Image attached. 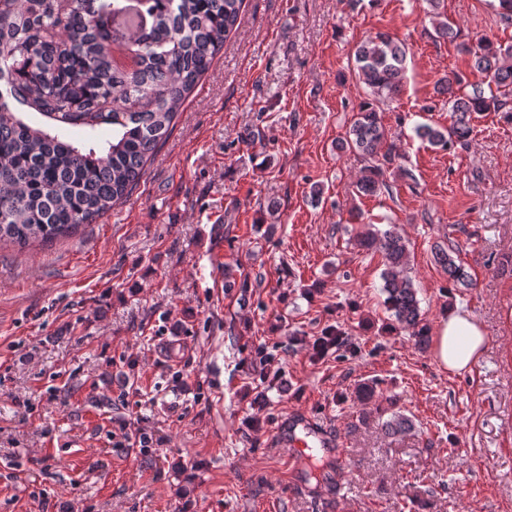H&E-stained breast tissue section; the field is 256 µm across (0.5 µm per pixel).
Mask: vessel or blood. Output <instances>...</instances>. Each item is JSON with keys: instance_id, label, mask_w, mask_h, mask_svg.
<instances>
[{"instance_id": "1", "label": "vessel or blood", "mask_w": 512, "mask_h": 512, "mask_svg": "<svg viewBox=\"0 0 512 512\" xmlns=\"http://www.w3.org/2000/svg\"><path fill=\"white\" fill-rule=\"evenodd\" d=\"M277 440L285 447L288 464L292 471H300L310 459V451L314 448L329 450L335 456L339 469H347V453L337 447L327 430L303 411L290 414L281 421L277 430Z\"/></svg>"}]
</instances>
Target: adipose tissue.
<instances>
[{
  "label": "adipose tissue",
  "instance_id": "ef3b65f1",
  "mask_svg": "<svg viewBox=\"0 0 512 512\" xmlns=\"http://www.w3.org/2000/svg\"><path fill=\"white\" fill-rule=\"evenodd\" d=\"M485 342L481 326L467 313L458 312L440 322L434 354L444 370L458 374L478 360Z\"/></svg>",
  "mask_w": 512,
  "mask_h": 512
}]
</instances>
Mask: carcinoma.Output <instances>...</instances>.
Instances as JSON below:
<instances>
[{
  "label": "carcinoma",
  "instance_id": "obj_1",
  "mask_svg": "<svg viewBox=\"0 0 512 512\" xmlns=\"http://www.w3.org/2000/svg\"><path fill=\"white\" fill-rule=\"evenodd\" d=\"M440 38H457L440 19V0H427ZM244 0H136L150 27L136 26L120 49L102 0H0V243L20 248L67 237L93 224L133 193L147 164L172 133L180 109L238 29ZM477 79L452 72L439 82L448 94L451 123H423L415 135L440 150L467 139L472 116L512 112V45L490 38L460 43ZM406 51L378 32L355 51V79L369 92L345 144L364 162L358 192L388 188L391 167L411 178L388 144L379 105L403 86ZM43 121L32 123L28 114ZM112 130L98 148L70 141L66 132ZM356 245L377 250L384 263L385 303L414 344L429 343L409 252L392 227L368 229ZM448 280L474 286L457 258L440 249ZM387 435L408 433L412 420L394 412L381 422Z\"/></svg>",
  "mask_w": 512,
  "mask_h": 512
}]
</instances>
